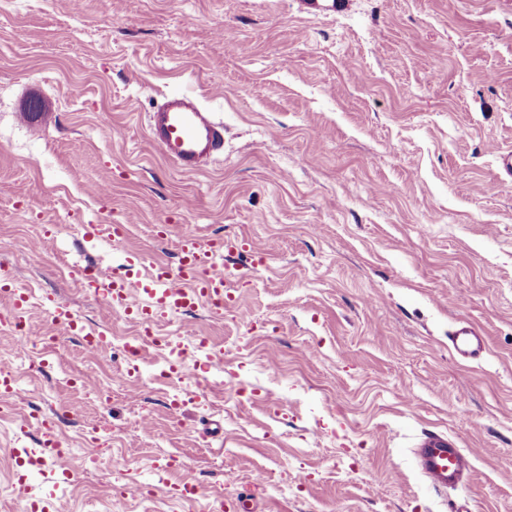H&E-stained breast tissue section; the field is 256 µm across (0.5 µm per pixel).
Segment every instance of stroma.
<instances>
[{"mask_svg":"<svg viewBox=\"0 0 512 512\" xmlns=\"http://www.w3.org/2000/svg\"><path fill=\"white\" fill-rule=\"evenodd\" d=\"M186 93L224 123V152L185 175L147 116ZM33 111L34 121H19ZM512 0H0V266L32 291L55 349L0 363L18 375L0 420V512H26L52 474L17 490L11 451L39 452L53 414L75 481L64 512H512ZM129 224L121 242L86 224ZM179 224L248 244L236 299L161 322L223 350L200 402L170 412L166 351L128 382L132 325L79 287L124 253L173 262ZM111 336L88 354L51 302ZM467 319L487 352L460 362ZM221 424L223 441L205 436ZM474 454L470 482L431 490L412 448L427 431ZM177 456L172 469L155 464ZM184 482L195 501L176 496Z\"/></svg>","mask_w":512,"mask_h":512,"instance_id":"stroma-1","label":"stroma"}]
</instances>
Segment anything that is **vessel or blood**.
I'll return each instance as SVG.
<instances>
[{"label":"vessel or blood","instance_id":"obj_1","mask_svg":"<svg viewBox=\"0 0 512 512\" xmlns=\"http://www.w3.org/2000/svg\"><path fill=\"white\" fill-rule=\"evenodd\" d=\"M149 127L164 156L185 174L203 171L224 150L223 122L187 94L165 96L151 112ZM231 276L232 270L224 261L223 242L204 241L185 233L179 238L175 263L152 264L143 277L130 271L118 275L97 269L88 284L101 288L105 302L115 306L118 312L140 321L153 346L168 348L169 370L179 376L188 367L204 371L223 364L224 354L212 350L203 358L190 359L183 348L171 346L167 337L157 335L158 325L168 315L191 313L202 306L214 315H223L224 303L230 297ZM0 295L9 299L12 318L23 319L31 306L32 295L27 289L16 287L13 277L5 271L0 272ZM51 315L83 347L106 344V337L88 328L66 305H55ZM449 341L454 355L463 361L480 359L486 349L481 331L467 322L453 327ZM40 445V457L50 462L57 482H69L71 469L67 454L60 449V441L48 436ZM413 453L425 483L436 491L456 488L473 470L471 455L445 433L426 435ZM37 458L27 449H14L19 490H26V473Z\"/></svg>","mask_w":512,"mask_h":512}]
</instances>
